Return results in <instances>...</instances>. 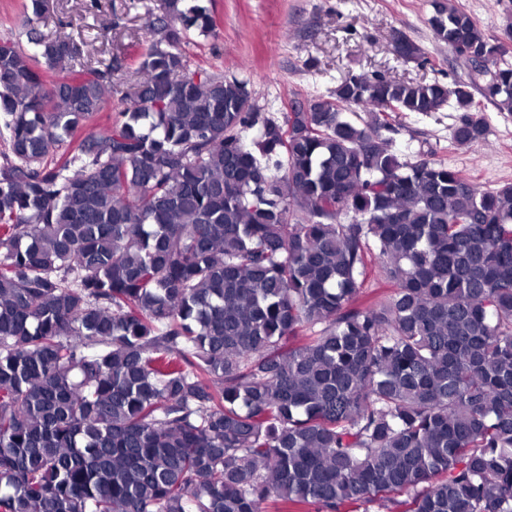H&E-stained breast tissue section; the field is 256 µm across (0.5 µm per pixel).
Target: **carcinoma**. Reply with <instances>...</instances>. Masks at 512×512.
<instances>
[{"instance_id":"cac0c4a2","label":"carcinoma","mask_w":512,"mask_h":512,"mask_svg":"<svg viewBox=\"0 0 512 512\" xmlns=\"http://www.w3.org/2000/svg\"><path fill=\"white\" fill-rule=\"evenodd\" d=\"M161 10L81 137L122 61L40 34L47 0L0 40V512H512V184L384 136L452 100L483 141L504 42L448 0L481 84L349 74L275 117L192 67L209 7Z\"/></svg>"}]
</instances>
